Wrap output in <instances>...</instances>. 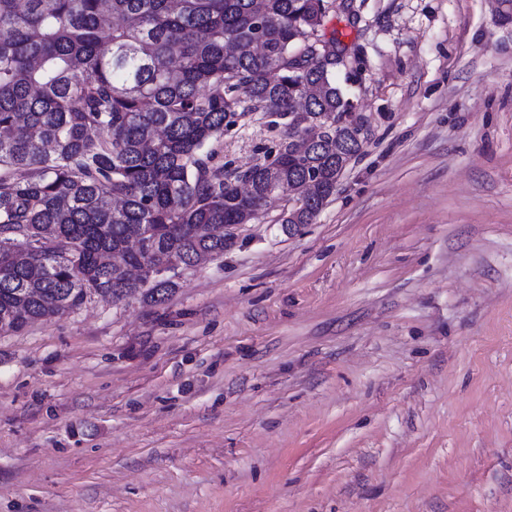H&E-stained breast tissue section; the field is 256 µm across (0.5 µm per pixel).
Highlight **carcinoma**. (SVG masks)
I'll return each mask as SVG.
<instances>
[{
  "instance_id": "cac0c4a2",
  "label": "carcinoma",
  "mask_w": 512,
  "mask_h": 512,
  "mask_svg": "<svg viewBox=\"0 0 512 512\" xmlns=\"http://www.w3.org/2000/svg\"><path fill=\"white\" fill-rule=\"evenodd\" d=\"M330 0H0V334L94 298L163 303L269 186L310 224L363 128L336 83ZM280 133L249 166L218 160L244 117ZM142 236L138 252L131 234Z\"/></svg>"
}]
</instances>
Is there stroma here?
Listing matches in <instances>:
<instances>
[{"instance_id": "stroma-1", "label": "stroma", "mask_w": 512, "mask_h": 512, "mask_svg": "<svg viewBox=\"0 0 512 512\" xmlns=\"http://www.w3.org/2000/svg\"><path fill=\"white\" fill-rule=\"evenodd\" d=\"M323 32L367 135L335 195L164 303L0 335V512H512V0H333Z\"/></svg>"}]
</instances>
